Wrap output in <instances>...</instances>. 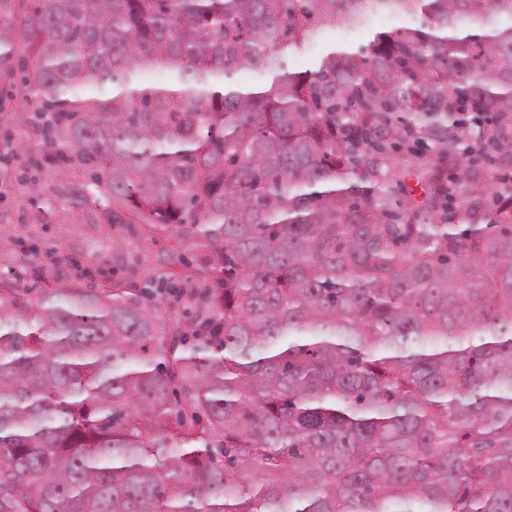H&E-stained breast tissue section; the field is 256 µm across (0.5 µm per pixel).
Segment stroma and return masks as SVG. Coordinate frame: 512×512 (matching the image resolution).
Wrapping results in <instances>:
<instances>
[{"label": "stroma", "instance_id": "35a3bbf8", "mask_svg": "<svg viewBox=\"0 0 512 512\" xmlns=\"http://www.w3.org/2000/svg\"><path fill=\"white\" fill-rule=\"evenodd\" d=\"M397 19L378 14L369 28L357 31L325 30L319 33L309 53L288 59L292 71L311 69L319 53L327 46L366 42L371 31L397 26ZM121 224L105 223L94 212L78 209L59 210L39 218L38 206L28 183H13L7 199L0 201V276L20 262L18 241L56 245L89 270H109L114 277L126 276L135 269L137 280L152 275L159 254L175 240L159 232L132 213H125Z\"/></svg>", "mask_w": 512, "mask_h": 512}]
</instances>
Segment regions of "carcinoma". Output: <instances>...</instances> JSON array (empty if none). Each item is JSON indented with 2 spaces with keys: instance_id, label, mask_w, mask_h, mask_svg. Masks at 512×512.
I'll use <instances>...</instances> for the list:
<instances>
[{
  "instance_id": "1",
  "label": "carcinoma",
  "mask_w": 512,
  "mask_h": 512,
  "mask_svg": "<svg viewBox=\"0 0 512 512\" xmlns=\"http://www.w3.org/2000/svg\"><path fill=\"white\" fill-rule=\"evenodd\" d=\"M6 86L179 248L0 280V512H512V0H0ZM408 24L415 26L410 21H400L389 15L377 14L372 17L368 28L357 31L324 30L317 35L313 43V49L303 55H293L288 58V68L291 71H305L313 67L319 53L327 46L343 43H365L373 30L388 29L397 25Z\"/></svg>"
}]
</instances>
